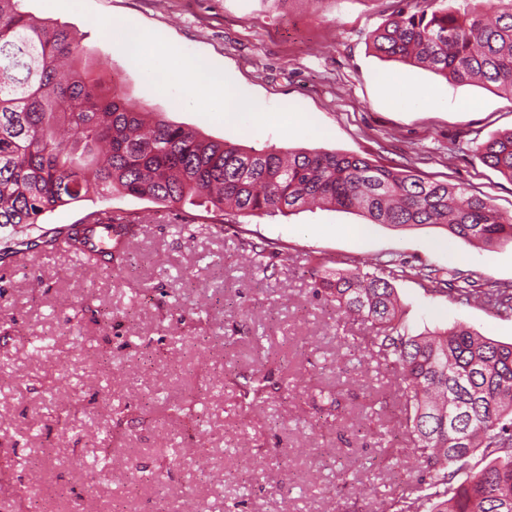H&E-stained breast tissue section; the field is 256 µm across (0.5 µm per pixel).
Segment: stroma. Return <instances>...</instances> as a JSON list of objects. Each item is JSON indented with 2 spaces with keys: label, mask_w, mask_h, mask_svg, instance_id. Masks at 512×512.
Returning a JSON list of instances; mask_svg holds the SVG:
<instances>
[{
  "label": "stroma",
  "mask_w": 512,
  "mask_h": 512,
  "mask_svg": "<svg viewBox=\"0 0 512 512\" xmlns=\"http://www.w3.org/2000/svg\"><path fill=\"white\" fill-rule=\"evenodd\" d=\"M397 0H25L34 19L77 35L95 67L117 74L144 111L244 148L341 152L446 180L512 216V180L474 147L512 128V96L388 60L369 35ZM136 24L159 54L206 62L208 81L242 90L199 109L178 69L171 90L98 27ZM291 113L289 128L258 115ZM109 208L142 229L107 272L36 245L0 260V512H381L409 491L385 430L399 426L392 370L365 352V324L322 307L312 268L399 257L512 285V246L483 248L439 226L371 224L356 211L238 217L211 227L191 204L176 222L131 196L97 198L41 218L78 223ZM287 260L244 258V240ZM413 334L462 322L512 343V315L394 280ZM201 318V330L188 319ZM281 383L242 406L224 382ZM340 395L341 415L317 407ZM187 408L180 416L176 407ZM370 431L359 434V422ZM249 485L241 495L240 485Z\"/></svg>",
  "instance_id": "obj_1"
}]
</instances>
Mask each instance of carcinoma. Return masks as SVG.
<instances>
[{"instance_id": "obj_1", "label": "carcinoma", "mask_w": 512, "mask_h": 512, "mask_svg": "<svg viewBox=\"0 0 512 512\" xmlns=\"http://www.w3.org/2000/svg\"><path fill=\"white\" fill-rule=\"evenodd\" d=\"M498 3L487 16L472 0H409L370 39L389 60L512 95V0ZM147 116L115 77L86 62L74 33L38 22L22 0H0V229H10L0 238V259L30 249L23 235L43 214L116 194L169 209L188 202L220 217L284 216L311 205L356 209L373 224H436L453 237L512 243V217L459 185L354 154L245 149ZM475 150L512 179V129ZM82 223L128 220L104 208ZM244 248L258 260L270 253L288 259L265 240ZM409 274L431 292L512 313L511 287L478 288L458 270L395 259L320 270L315 295L367 324L366 348L396 374L415 481L388 510L512 512V343L461 324L411 334L392 286ZM269 388L268 376L257 374L242 386V398L261 401ZM478 450L489 464L453 486Z\"/></svg>"}]
</instances>
